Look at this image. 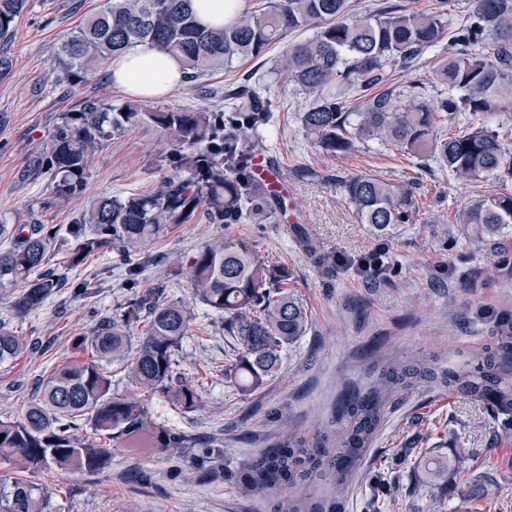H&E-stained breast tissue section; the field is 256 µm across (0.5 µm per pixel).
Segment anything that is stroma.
Segmentation results:
<instances>
[{"instance_id":"obj_1","label":"stroma","mask_w":512,"mask_h":512,"mask_svg":"<svg viewBox=\"0 0 512 512\" xmlns=\"http://www.w3.org/2000/svg\"><path fill=\"white\" fill-rule=\"evenodd\" d=\"M101 2L28 0L11 41L0 49L12 62L10 74L0 80V222L36 221L62 229L47 254L61 285L45 306L16 316L11 307L16 289H0V321L28 345L25 354L0 365L4 420L37 399L41 381L55 365L73 359V336L88 331L98 315L115 313L129 296L125 269L114 253L93 252L72 263L73 219L92 198L148 191L166 174L160 165L168 150L165 139L136 130L93 151L84 189L69 203L54 201L48 178L24 185L16 179L29 158L46 148L67 113L102 99L115 104L130 99L112 86L105 68L82 83L72 82L56 55L57 43ZM281 52L272 48L267 66L246 60L147 100L153 110L205 112L223 105L229 84L248 75L260 79L279 105L263 153L289 193L282 208L260 224L167 225L148 246L159 262L140 280L145 285L167 280L173 300L191 302V256L212 240L242 238L291 270L294 292L308 316L307 332L289 348L276 377L244 394L224 378L235 339L225 334L220 318L196 307L180 361L186 373L202 376V404L182 412L155 395L149 407L171 427L220 449V456L208 470L196 472L188 448L153 455L116 447L111 466L96 474L42 471L36 481L52 487L55 512H273L288 494L312 512L331 494L328 480L248 497L232 476L249 470L287 428L316 434L344 396L363 388L378 367L419 351L439 365L455 363L490 338L496 314L512 312V225L475 242L454 221L457 210L496 192L497 183L451 181L431 165L421 174L410 223L393 225L383 235L358 223L345 202L341 177L369 174L396 184L412 162L374 142L358 144L346 156L322 153L300 122L305 95L270 67ZM379 245L388 251L383 274L359 275L357 259ZM397 452L406 456L398 487L383 504H375L374 476ZM432 452L463 455L464 472L427 482L417 460ZM136 469L148 474L147 483L131 481ZM474 482L481 484V494L463 495L462 487ZM343 512H512V431L482 404L447 389L405 394L358 467Z\"/></svg>"}]
</instances>
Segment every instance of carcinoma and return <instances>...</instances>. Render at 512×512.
Segmentation results:
<instances>
[{
	"label": "carcinoma",
	"instance_id": "carcinoma-1",
	"mask_svg": "<svg viewBox=\"0 0 512 512\" xmlns=\"http://www.w3.org/2000/svg\"><path fill=\"white\" fill-rule=\"evenodd\" d=\"M26 0H0V42H9ZM350 0H257L224 26L201 23L193 0H103L100 9L57 47L66 75L85 81L98 66L139 45L180 59L185 79L255 61L294 30L312 36L285 46L275 69L308 96L302 126L320 149L347 155L357 144L376 141L412 159L434 162L458 182L493 177L512 182V147L503 124L484 121L452 135L462 114L495 116L512 111V0H469L458 19L444 3L408 12L391 7L352 19ZM448 40L453 51L432 72L448 87L437 103L423 100L427 85L421 57ZM397 68L415 74L412 93L400 98L389 85ZM364 101L347 104L351 97ZM275 101L245 79L224 90V107L210 112L155 111L138 102L102 103L69 113L45 150L20 171L23 182L47 175L53 197L65 204L84 186L91 153L102 141L142 128L165 135L176 173L149 192L95 198L70 233L77 239L73 262L95 251L115 252L125 265L131 295L120 312L101 316L72 348L85 356L57 366L43 382L38 401L14 420H0V462L17 476L0 482V512H52L54 492L31 480L55 467L74 474L110 466L112 446L148 448L164 454L196 448L195 469L203 470L213 450L195 447L185 434L151 412L153 393L184 410L201 402L193 377L176 369V356L189 335L193 309L169 299L162 284L136 289L154 263L148 243L168 224L256 223L276 203L252 173L251 151L274 126ZM347 203L362 224L383 233L406 224L416 212L415 181L389 184L351 174L342 182ZM483 240L512 224V191L477 200L455 214ZM59 236L52 224H0V237L13 245L0 251V288L19 283L16 315L37 310L55 293L58 281L40 268ZM196 302L223 320L237 354L224 376L241 392L274 377L288 349L304 335L307 314L290 290L293 275L243 239H219L202 246L189 261ZM27 344L0 325V364L11 362ZM133 385L111 393L112 366ZM437 386L485 405L512 429V315L496 320L490 342L464 362L437 367L414 355L384 367L363 391L346 398L335 418L311 441L290 429L274 449L262 453L237 483L242 494L262 496L280 485L315 477L327 479L334 494L314 512H342V498L357 467L371 453L393 399ZM92 434L73 432L76 423ZM427 479L462 469L457 456L428 457Z\"/></svg>",
	"mask_w": 512,
	"mask_h": 512
}]
</instances>
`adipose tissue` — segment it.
Instances as JSON below:
<instances>
[{
    "label": "adipose tissue",
    "mask_w": 512,
    "mask_h": 512,
    "mask_svg": "<svg viewBox=\"0 0 512 512\" xmlns=\"http://www.w3.org/2000/svg\"><path fill=\"white\" fill-rule=\"evenodd\" d=\"M112 81L142 98H158L179 89L184 72L179 60L148 46H140L114 58Z\"/></svg>",
    "instance_id": "ef3b65f1"
}]
</instances>
